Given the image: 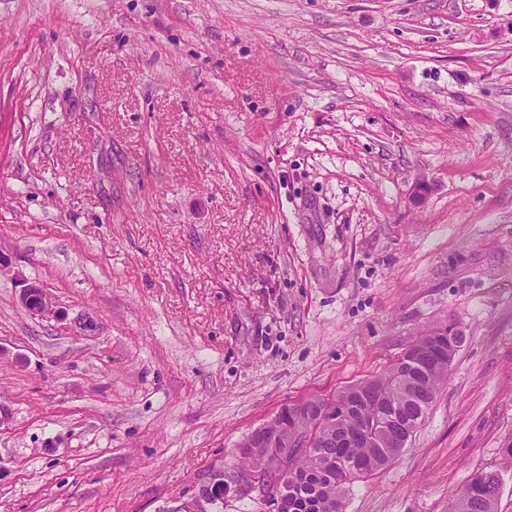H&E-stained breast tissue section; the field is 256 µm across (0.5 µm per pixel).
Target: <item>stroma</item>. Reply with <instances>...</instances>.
<instances>
[{"label": "stroma", "mask_w": 512, "mask_h": 512, "mask_svg": "<svg viewBox=\"0 0 512 512\" xmlns=\"http://www.w3.org/2000/svg\"><path fill=\"white\" fill-rule=\"evenodd\" d=\"M0 250V512H276L241 443L451 324L344 510L512 512V0H0ZM18 305L41 319H61L56 301L46 288L36 282H24L17 295ZM496 473L476 475L471 482L455 493L450 512H497L500 481ZM211 495L205 489L200 488L198 492L188 500H175L176 505L169 507L166 512H210V505L224 504V498L221 497L220 492L214 490Z\"/></svg>", "instance_id": "stroma-1"}]
</instances>
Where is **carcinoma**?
Returning <instances> with one entry per match:
<instances>
[{
    "instance_id": "obj_1",
    "label": "carcinoma",
    "mask_w": 512,
    "mask_h": 512,
    "mask_svg": "<svg viewBox=\"0 0 512 512\" xmlns=\"http://www.w3.org/2000/svg\"><path fill=\"white\" fill-rule=\"evenodd\" d=\"M465 337L450 325L419 335L387 372L350 385L330 398L284 407L277 428L255 433L254 447L241 454L247 468L289 447L302 433L312 445L291 457L296 479L286 480L277 512H344L346 484L385 467L403 452L448 379V360ZM402 418L407 428L391 422ZM387 425L358 434L367 426ZM500 481L485 472L455 493L450 512H498Z\"/></svg>"
}]
</instances>
